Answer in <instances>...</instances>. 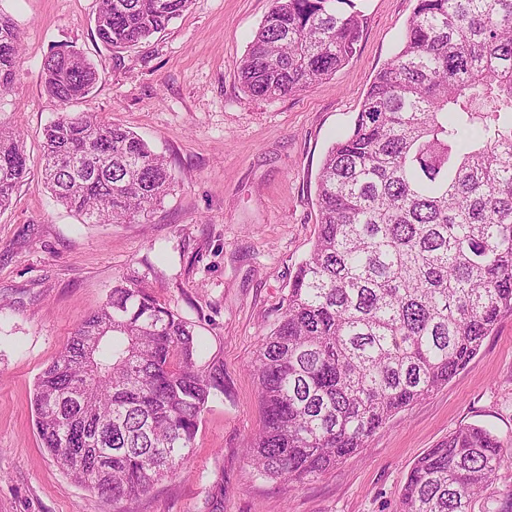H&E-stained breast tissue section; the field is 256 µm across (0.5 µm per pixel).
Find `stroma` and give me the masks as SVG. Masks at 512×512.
<instances>
[{"instance_id": "35a3bbf8", "label": "stroma", "mask_w": 512, "mask_h": 512, "mask_svg": "<svg viewBox=\"0 0 512 512\" xmlns=\"http://www.w3.org/2000/svg\"><path fill=\"white\" fill-rule=\"evenodd\" d=\"M355 2L366 18L357 55L313 89L265 102L244 91L238 65L271 0H193L118 57L96 38L97 0H0L22 39L0 120L23 132L31 168L0 212V512H113L42 447L32 396L37 376L120 280L189 322L196 367L224 376L183 470L129 502L130 512H206L219 470L224 512H399L415 459L458 426H483L512 448L508 314L448 384L318 477L265 479L249 462L262 419L252 362L312 247L317 175L398 52L415 5ZM57 50L82 52L99 73L74 111L135 132L171 163V190L147 222L79 223L46 188L42 132L61 107L44 90L41 64Z\"/></svg>"}]
</instances>
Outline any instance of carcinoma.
Wrapping results in <instances>:
<instances>
[{
  "instance_id": "obj_1",
  "label": "carcinoma",
  "mask_w": 512,
  "mask_h": 512,
  "mask_svg": "<svg viewBox=\"0 0 512 512\" xmlns=\"http://www.w3.org/2000/svg\"><path fill=\"white\" fill-rule=\"evenodd\" d=\"M192 0H98L114 53L148 40ZM354 0H273L238 67L256 99L331 78L357 52ZM21 38L0 15V95ZM62 112L44 129L42 177L84 224H132L175 175L133 132L67 107L99 81L82 53L42 63ZM30 174L24 138L0 122V211ZM319 227L254 360L262 425L250 463L265 478H315L395 415L448 383L512 314V0H415L398 53L375 75L353 128L327 151ZM192 327L119 282L37 377L38 436L74 481L121 504L181 472L224 377L194 364ZM512 450L460 426L412 466L400 512H471ZM224 510V470L206 495Z\"/></svg>"
}]
</instances>
